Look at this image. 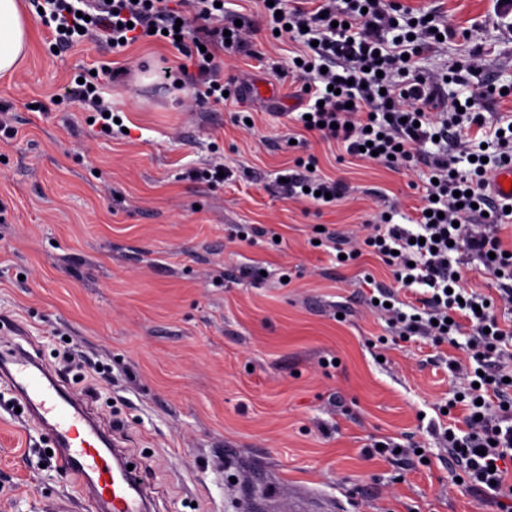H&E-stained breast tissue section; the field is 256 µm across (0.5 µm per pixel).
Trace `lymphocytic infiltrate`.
<instances>
[{
  "instance_id": "1",
  "label": "lymphocytic infiltrate",
  "mask_w": 512,
  "mask_h": 512,
  "mask_svg": "<svg viewBox=\"0 0 512 512\" xmlns=\"http://www.w3.org/2000/svg\"><path fill=\"white\" fill-rule=\"evenodd\" d=\"M43 24H55L58 50L84 43L105 45L113 55L151 38L172 45L191 63L185 83L196 96L224 100V72L219 55L247 51L250 31L224 19L216 0H30ZM262 14L280 38L300 44L292 71L305 83L306 116L295 117L302 130L340 142L348 156L400 166L425 163L433 183L414 229L380 218L358 225L351 235L327 234L328 243L347 245V260L369 253L391 267L395 288L377 287L372 310L384 317L392 335L420 336L433 345L453 343L470 329L466 358L455 371L472 379L466 398L465 435L441 434L463 480L489 495L497 512H512V385L505 383L501 361L512 359V324L499 322L488 305L464 288L448 269L453 250L478 256L499 273L498 299L512 306V255L506 254L497 225L508 214L487 194L489 167L512 163V134L497 135L498 151L487 161L474 157L473 171L455 172L456 159L424 151L433 139L447 140L451 128H485L482 112L436 111L437 90L427 77L414 74L411 61L438 37H452L439 17L414 16L400 0H273ZM283 188L287 197L318 203L320 194L344 198L343 181L328 180L306 164L295 163ZM484 223H474L478 213ZM414 302L401 307L400 290Z\"/></svg>"
}]
</instances>
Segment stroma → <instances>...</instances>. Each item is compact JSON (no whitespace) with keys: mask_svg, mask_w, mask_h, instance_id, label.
Listing matches in <instances>:
<instances>
[{"mask_svg":"<svg viewBox=\"0 0 512 512\" xmlns=\"http://www.w3.org/2000/svg\"><path fill=\"white\" fill-rule=\"evenodd\" d=\"M401 2L457 32L419 73L488 122L512 117V0ZM52 42L32 21L27 54L0 76L16 131H0V353L21 346L53 369L63 353L81 360L65 381L125 448L151 512H250L253 497L286 512L298 487L338 512H493L434 432L464 388L448 361L466 336L393 339L362 298L364 276L392 283L389 267L368 255L342 265L320 243L383 210L410 224L426 176L342 159L294 131L295 46L269 31L225 69L223 104L189 112L190 88L155 84L156 68L182 63L176 49L139 43L118 64L97 45L59 54ZM90 73L117 119L108 138L60 95ZM256 82L270 93L241 97ZM308 157L348 199L284 198L280 174ZM215 162L229 179H198ZM249 225L265 235L237 241ZM373 439L425 458L364 459ZM49 447L0 383V512H97Z\"/></svg>","mask_w":512,"mask_h":512,"instance_id":"obj_1","label":"stroma"}]
</instances>
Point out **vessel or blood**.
<instances>
[{
	"mask_svg": "<svg viewBox=\"0 0 512 512\" xmlns=\"http://www.w3.org/2000/svg\"><path fill=\"white\" fill-rule=\"evenodd\" d=\"M488 189L512 205V165L498 170ZM0 379L42 424L57 450L59 472L84 485L100 512H145L136 471L116 464L111 437L33 357L17 351L0 358Z\"/></svg>",
	"mask_w": 512,
	"mask_h": 512,
	"instance_id": "obj_1",
	"label": "vessel or blood"
}]
</instances>
